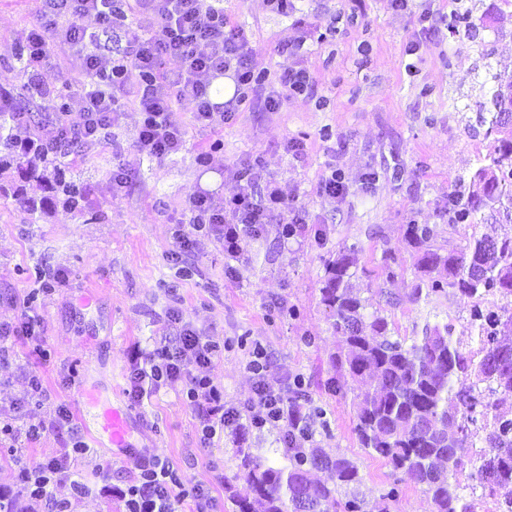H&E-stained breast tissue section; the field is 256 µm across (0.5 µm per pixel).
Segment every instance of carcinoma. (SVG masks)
Here are the masks:
<instances>
[{"instance_id":"obj_1","label":"carcinoma","mask_w":512,"mask_h":512,"mask_svg":"<svg viewBox=\"0 0 512 512\" xmlns=\"http://www.w3.org/2000/svg\"><path fill=\"white\" fill-rule=\"evenodd\" d=\"M512 0H500L493 15L474 21L463 14L459 22L468 30L512 18ZM512 80L493 89L494 109L488 134L494 148L471 178L467 197H448V223L473 224L475 215L489 216L512 209V126L500 124ZM0 166L27 158L37 171L46 162L39 142L27 153H16L10 137L0 136ZM54 181L63 203L78 212L85 209L84 187L69 168L54 166ZM405 237L415 249L414 300L431 299L456 290L472 299L471 322L477 348L465 351L453 342L448 323L427 324L423 335L412 339L394 334L392 322L354 291V260L343 250L325 265L321 303L328 309L331 328L339 338L331 362L334 376L327 389L346 394L361 384L366 390L354 397L355 433L360 447L388 461L399 474L386 494L399 498L400 484L408 479L424 488L434 512H473L461 494L458 480L464 450L473 447L474 428L482 421L486 449L479 457L477 479L482 491L494 499L495 512H512V410L504 397L512 396V315L504 317L485 306L489 296H512V237L472 236L461 248L436 244L428 224H409ZM401 266L386 256L372 273L391 280ZM291 407L303 411L311 398L301 381L288 387ZM314 431L288 434V464L267 465L249 448H240L241 472L252 497L238 500V512H369L360 490L357 466L345 457H328L313 446ZM327 473L314 482L311 470Z\"/></svg>"}]
</instances>
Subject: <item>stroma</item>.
Segmentation results:
<instances>
[{"label": "stroma", "mask_w": 512, "mask_h": 512, "mask_svg": "<svg viewBox=\"0 0 512 512\" xmlns=\"http://www.w3.org/2000/svg\"><path fill=\"white\" fill-rule=\"evenodd\" d=\"M493 2L412 0L409 10L396 12L387 0H299L296 14L283 16L264 0H224L230 24L244 29L254 47L253 71L273 80L284 70L307 68L312 94L284 98L276 112L245 105L216 129L196 126L193 104L183 102L175 118L187 129L186 144L161 159L139 152L140 114L126 107L100 143L61 160L87 191L81 213L59 202L48 178L0 169V186L21 187L24 195L20 201L0 195V324H17L33 305L54 354L42 363L27 337H15L8 362L0 364V421L23 429L51 420L64 406L88 435L102 405L131 416L128 449H98L74 465L87 477L106 471L104 488L80 497L69 485L58 487L67 512H125L121 492L149 454L208 488L217 512H237L236 500L251 494L239 476V449L257 448L269 462L282 463L273 431L228 430L215 447H201L181 384L161 389L145 406L130 405L125 388L136 356L168 335L173 308L200 335L223 344L206 373L223 388L225 407L242 408L253 397L249 363L254 349H262L271 380L304 378L327 422L315 433L316 447L357 465L372 512H431L422 487L409 482L398 500L387 499L391 469L360 448L353 393L326 388L336 338L319 288L326 261L342 247H356L353 283L364 298H377L382 288L392 294L395 303L384 313L399 336L410 339L425 324L448 321L454 340L474 347L471 299L454 291L428 302L410 299L413 249L405 229L436 225L439 244L450 248L472 234L512 236V221L448 224L449 194L469 187L478 158L493 144L480 119L489 91L495 78L512 79L511 23L472 35L449 29L448 20L466 11L480 17ZM35 20V0H0V94L26 114L7 127L19 141L38 136L53 118L17 59ZM306 29L312 36L297 54L281 51ZM76 67V60L53 54L41 70L44 87L65 99L74 123L82 109L69 83ZM291 142L301 145L300 155L287 151ZM252 163L255 189L275 180L304 232L287 239L281 225H267L262 235L241 239L236 263L219 243L199 238L190 275L180 274L169 254L190 200L202 192L218 203L230 198L238 190L233 171ZM334 169L348 186L340 199L319 191ZM117 172L126 178L118 190L112 187ZM387 253L405 268L389 283L369 274ZM39 269L64 278L42 291ZM33 373L44 388L37 405L26 400ZM67 446L48 431L19 440L14 451L0 450V492L24 512H47L45 502L21 492L15 470L63 456Z\"/></svg>", "instance_id": "35a3bbf8"}]
</instances>
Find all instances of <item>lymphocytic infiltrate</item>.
Segmentation results:
<instances>
[{"instance_id": "obj_1", "label": "lymphocytic infiltrate", "mask_w": 512, "mask_h": 512, "mask_svg": "<svg viewBox=\"0 0 512 512\" xmlns=\"http://www.w3.org/2000/svg\"><path fill=\"white\" fill-rule=\"evenodd\" d=\"M135 13L147 34L129 42L123 53L105 54L92 49L93 35L80 26L83 17H94L102 27H110L118 12L114 0H41L44 16L68 15L72 22L58 33L57 46L62 55L76 56L81 80L82 119L70 124L55 122L42 145L56 153L77 145L100 142L103 130L114 124L125 105L140 113L138 149L141 153L163 158L182 149L185 129L174 117L176 105L189 101L194 105L196 124L218 128L232 112L248 101L265 111H277L279 96L270 94L250 67L252 48L242 31L231 27L224 14L222 0H135ZM171 56L180 62L175 74L162 70V60ZM233 73L235 96L215 104L210 99L214 79ZM285 198L276 182H268L263 199H255L251 183L223 205L211 197L193 198L188 206L189 229H177L171 258L182 265L199 237H210L223 245L228 258H238L239 241L260 235L268 224L283 223ZM175 340H164L141 351L139 363L130 376L128 396L138 405L162 388L182 383V395L197 420L201 447L210 448L225 430L241 425L262 429L275 427L288 406V392L268 381L269 367L263 357L250 363L255 389L246 411L225 408L224 391L213 384L205 370L218 356L221 346L198 334L183 323L179 312H171ZM68 439L71 450L35 469H20L18 478L24 492L45 501L53 512H63L64 501L56 499L54 487L69 475L77 457L90 447L78 434L72 413L59 409L47 422L29 425L28 440L38 439L46 431ZM136 482L128 490V512H176L181 499H190L193 512H213L210 496L204 489L187 486L182 475L159 458L142 459Z\"/></svg>"}]
</instances>
